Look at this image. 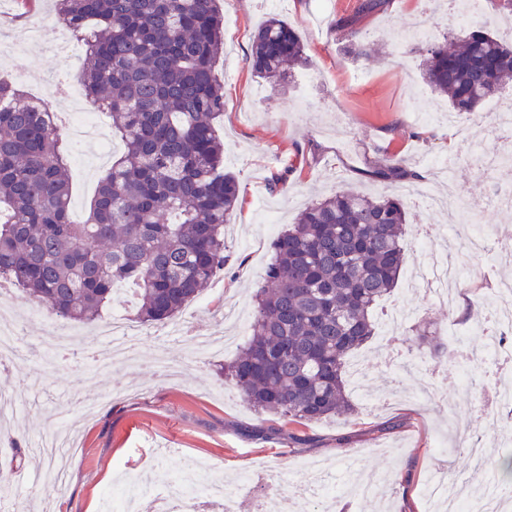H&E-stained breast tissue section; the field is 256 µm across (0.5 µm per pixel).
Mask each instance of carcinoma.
<instances>
[{"instance_id": "cac0c4a2", "label": "carcinoma", "mask_w": 512, "mask_h": 512, "mask_svg": "<svg viewBox=\"0 0 512 512\" xmlns=\"http://www.w3.org/2000/svg\"><path fill=\"white\" fill-rule=\"evenodd\" d=\"M83 41L87 99L109 112L123 151L101 177L85 223L71 218L56 113L0 79V277L47 311L90 323L130 286L143 322L173 318L224 268V224L239 196L213 120L224 112L216 61L219 0H52ZM388 0H361L336 23L369 57L363 22ZM251 66L283 81L306 66L298 34L272 16L253 36ZM422 78L456 112H475L512 82V42L473 30L425 48ZM419 179L404 159L368 171ZM408 212L398 197L356 190L313 200L274 241L255 295L251 338L224 379L259 413L308 425L350 414L346 362L375 333L373 310L396 288Z\"/></svg>"}]
</instances>
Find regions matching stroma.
<instances>
[{
	"instance_id": "35a3bbf8",
	"label": "stroma",
	"mask_w": 512,
	"mask_h": 512,
	"mask_svg": "<svg viewBox=\"0 0 512 512\" xmlns=\"http://www.w3.org/2000/svg\"><path fill=\"white\" fill-rule=\"evenodd\" d=\"M357 0H329L319 11L317 0H220L229 22L224 28V53L217 63L224 80V113L216 125L224 140V165L240 185L239 202L224 226L229 261L207 289L177 319L180 327L139 322L133 296L112 302L100 322L123 314L137 333L135 361L88 373L81 356L44 363L46 326L43 310L23 291L12 308L20 320L18 337L25 361L20 368L0 369V389L13 391L18 405L14 424L0 431V475L14 480L16 512H99L102 494L130 481L148 467L160 473L185 471L202 460L212 475L223 478L235 495L236 512H253L257 500L274 497L288 512H312V497L297 492L303 479L301 462L323 464L341 476L347 460L375 472L383 481L381 494L360 497L340 486L335 512H428L423 494L426 478L445 469L456 488L481 490L494 483L497 464L512 456V447H491L483 434L490 418L512 427V411L494 399L500 369L482 363L479 379L462 389L447 388L436 401L420 405L413 398L432 374L459 371L457 336L468 335L486 320L500 281L512 280V206L498 204L504 185H512V164L496 158L504 143L493 136L494 104L512 102V86L502 89L496 103H485L478 122L463 121L462 131L427 112L449 111L446 98L421 78L422 45L411 34L431 28V39L454 36L444 11L432 0H395L383 13L366 19L377 50L365 60L353 55L335 28L339 17L352 13ZM276 14L295 29L309 60L286 84L271 86L255 77L248 65L252 36L267 14ZM43 19L38 44L15 56L7 66L32 76L71 80L83 62L55 52L61 31L48 0H40ZM448 160V177H436L430 161ZM408 159L420 173L413 185L372 181L368 171L385 158ZM286 174V186L271 191L275 174ZM354 188L380 196H406L414 188L436 197L456 189L468 204L469 223H452L444 210L408 205V242L404 270L394 293L374 310L376 324L395 305L415 313L394 351L371 340L353 354L365 373L364 394H351L354 412L308 427L310 445L288 442L287 422L257 413L224 380V367L235 359L251 334L254 295L272 258V242L293 223L300 209L317 197ZM483 224L492 236L486 251L464 249L470 224ZM443 231L439 248L462 273L453 308L435 304L425 285H411L422 269L417 250L421 228ZM238 304L245 325L237 342L204 360H192L196 340L223 331L221 309ZM99 404L90 417L75 415L77 446L64 456L37 454L48 440L47 418L62 404ZM481 436L489 455L476 471L463 450L438 452L442 440L456 433ZM62 466V484L41 482L40 473Z\"/></svg>"
}]
</instances>
